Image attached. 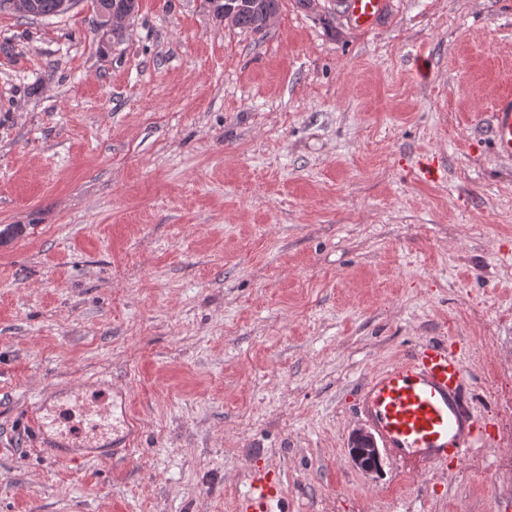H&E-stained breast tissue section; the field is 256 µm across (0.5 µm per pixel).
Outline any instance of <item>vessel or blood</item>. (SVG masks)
Wrapping results in <instances>:
<instances>
[{"label":"vessel or blood","instance_id":"1","mask_svg":"<svg viewBox=\"0 0 512 512\" xmlns=\"http://www.w3.org/2000/svg\"><path fill=\"white\" fill-rule=\"evenodd\" d=\"M341 17L356 28L369 30L389 12L391 0H338ZM490 133L500 156L512 159V96L495 99L489 114ZM467 372L454 344L427 342L408 357L370 378L358 399V408L399 462L416 456L438 469L461 462L481 429L465 400ZM80 386L41 397L31 407L32 430L44 449L65 459L75 449L88 447L99 456L117 457L131 451L134 419L126 390L104 389L107 406L95 423V439L58 428L54 415L61 401L80 396ZM239 500L238 512H273L282 495V482L273 471L255 470Z\"/></svg>","mask_w":512,"mask_h":512}]
</instances>
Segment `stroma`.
<instances>
[{
	"mask_svg": "<svg viewBox=\"0 0 512 512\" xmlns=\"http://www.w3.org/2000/svg\"><path fill=\"white\" fill-rule=\"evenodd\" d=\"M97 22L0 10V512H236L258 468L282 512H512V161L476 122L512 94V0ZM443 338L480 439L362 472L361 387ZM107 381L131 457L44 454L36 396ZM341 17L362 30L373 29L389 12L391 0H337Z\"/></svg>",
	"mask_w": 512,
	"mask_h": 512,
	"instance_id": "stroma-1",
	"label": "stroma"
}]
</instances>
